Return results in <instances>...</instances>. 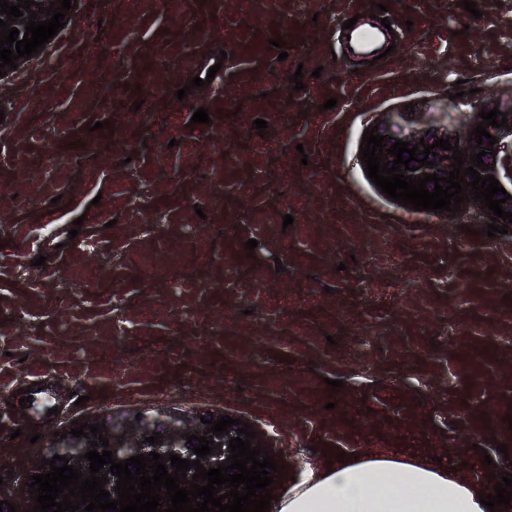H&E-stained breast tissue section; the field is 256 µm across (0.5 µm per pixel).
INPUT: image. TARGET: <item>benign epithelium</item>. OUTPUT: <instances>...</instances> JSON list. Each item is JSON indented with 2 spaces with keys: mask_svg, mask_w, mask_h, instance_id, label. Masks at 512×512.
Returning <instances> with one entry per match:
<instances>
[{
  "mask_svg": "<svg viewBox=\"0 0 512 512\" xmlns=\"http://www.w3.org/2000/svg\"><path fill=\"white\" fill-rule=\"evenodd\" d=\"M508 119L507 126L501 128H488V132L497 137L498 142L493 146L495 149V155L487 154L483 157L484 163L491 166L490 170H485L484 167L480 166L477 171L480 175H492L504 187L507 194L512 196V142L509 138L512 137V112L506 115ZM419 123L423 126V132L415 137L409 138L410 144L414 145L419 142L426 144H433L437 140V136L430 133L431 120L428 114H423L419 120ZM434 152L438 153L436 157H429V160L437 162V166H424L416 171H406L404 175L417 177L425 173L433 174L436 173L438 176H444V171L452 170L450 167L451 161L444 160L439 161V157L444 155H453V152H444L439 148L434 149ZM209 429V425L197 423L195 421H183L177 420L169 426V432L163 436L162 444L151 445L144 442V438L150 437L153 434L151 429V422L148 420H142L138 423V430L131 435L126 437L112 432L107 429L102 431V436L109 440V450L117 457V460H125L131 456L138 454L147 455L153 451L166 457L169 453L173 452L183 459L195 460L197 455L192 452V445L197 443V440H192V444H187L186 438L182 437V434L188 433L190 435L196 433L200 436L204 435V432ZM237 426H232L228 429V434L213 436L214 443L221 444L220 450L214 451L207 458L201 460V464L207 469L215 468L219 464L226 462L227 456L229 455L228 441L232 437H237L236 433ZM87 436L76 438L72 435L67 436L65 439H60L52 445V454L64 455L69 459V464L82 466L81 472L84 476H89L90 471L87 470L89 467V461L82 458V455L91 450L90 441L94 440L92 432L85 430Z\"/></svg>",
  "mask_w": 512,
  "mask_h": 512,
  "instance_id": "benign-epithelium-1",
  "label": "benign epithelium"
}]
</instances>
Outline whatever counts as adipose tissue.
Returning <instances> with one entry per match:
<instances>
[{
    "instance_id": "obj_1",
    "label": "adipose tissue",
    "mask_w": 512,
    "mask_h": 512,
    "mask_svg": "<svg viewBox=\"0 0 512 512\" xmlns=\"http://www.w3.org/2000/svg\"><path fill=\"white\" fill-rule=\"evenodd\" d=\"M482 491L449 468L368 452L311 471L274 512H489Z\"/></svg>"
}]
</instances>
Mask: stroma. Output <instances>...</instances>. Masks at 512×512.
I'll return each instance as SVG.
<instances>
[{"instance_id": "1", "label": "stroma", "mask_w": 512, "mask_h": 512, "mask_svg": "<svg viewBox=\"0 0 512 512\" xmlns=\"http://www.w3.org/2000/svg\"><path fill=\"white\" fill-rule=\"evenodd\" d=\"M380 3L394 52L333 57L349 13ZM476 3L77 0L0 79V501L27 512L72 422L162 433L209 412L266 435L282 489L372 449L489 489L512 474V231L488 237L470 200L400 206L359 154L366 129L405 138L430 112L452 133L512 95V0ZM45 376L56 414L19 408Z\"/></svg>"}]
</instances>
